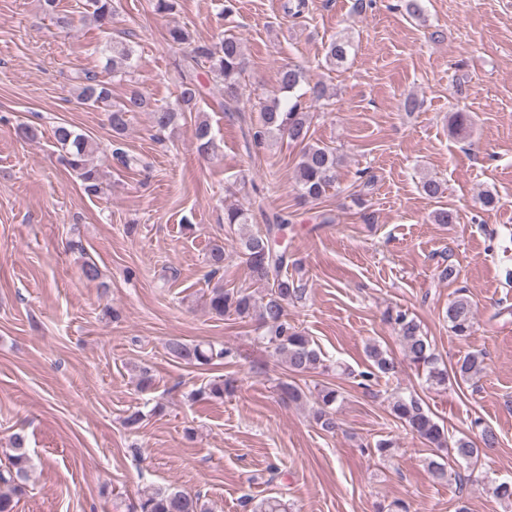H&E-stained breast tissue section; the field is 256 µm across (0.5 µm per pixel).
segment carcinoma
Returning a JSON list of instances; mask_svg holds the SVG:
<instances>
[{
    "label": "carcinoma",
    "instance_id": "carcinoma-1",
    "mask_svg": "<svg viewBox=\"0 0 512 512\" xmlns=\"http://www.w3.org/2000/svg\"><path fill=\"white\" fill-rule=\"evenodd\" d=\"M86 11L100 28L112 24L115 12L114 0H87ZM168 40L178 46H190L189 57L184 67L193 70L198 65L208 68V72L224 84V103L237 101L238 78L244 68V53L240 39L233 34H226L216 43L194 42L189 32L180 26L168 30ZM352 42L340 37L332 40L326 52V62L342 65L347 62ZM102 52L110 53L107 62L112 64V75L126 74L133 66L134 50L130 47L117 49L105 46ZM304 81L303 73L292 66L279 71L278 83L286 97H273L260 108V129L254 132V142H261L274 134L286 137L301 148V159L297 171L296 189L306 199L318 200L335 181L337 156L335 152L318 143L311 142V121L309 112L305 111L301 97L294 95L295 90ZM201 84L194 76L183 75L180 92L174 106H151L147 98L133 91L120 104H112L110 83L96 75L84 74L77 87L79 100L90 107L103 105L110 108V124L116 137H121L126 129L128 116L133 112L148 110L153 114L154 127L160 132L173 126L182 112L192 111L201 97ZM53 137L64 151L68 167L80 180L83 191L89 196H97L102 191L97 169L89 162L94 145L88 137L74 130V127L62 123L53 130ZM198 151L209 152L213 146L209 124L202 120L196 126ZM224 223L238 226L241 252L247 275L252 283L266 285L265 294L256 296L242 288H226L218 285L209 290L206 305L214 316L222 318L236 315L241 318L256 317L264 333L261 339L273 350L277 360L289 373L303 375L323 366L321 352L312 346L310 339L288 322L286 308L288 303L302 298L305 289L295 280L283 273L286 263V251L278 249V235L288 225L282 219L277 224H270L263 232H253L248 228L246 213L237 207H230L224 212ZM224 243L215 240L209 248V263L212 273L224 267ZM444 319L448 328L460 340L468 339L475 325L473 304L465 293H459L448 302ZM387 320L394 325L400 339L404 358L412 365L428 371L427 381L432 385L446 386L448 380L466 382L485 370V356L479 352H469L458 360L453 368L440 365L432 343L423 333L420 324L406 313L387 312ZM167 354L185 365H208L215 359H225L233 355V350L225 347L215 348L210 344L171 338L166 343ZM366 356L372 362V371L364 374L369 378L374 372L384 375L397 372L398 365L379 345L366 346ZM232 378L213 381L200 396L209 399H224V393L234 390ZM342 397L335 387L323 385L314 396V419L325 430L336 427L334 405ZM390 414L394 420L411 434L416 435L437 450H446L448 457L459 463L469 464L497 445V437L492 430L474 421L478 429L479 441L469 436L448 441L444 428L426 410L420 400L399 392L391 396ZM26 437L21 432L11 436L10 448L6 452L8 464L0 469V486L9 488L0 493V512H14L10 492L20 488L29 478L31 458L25 446ZM129 512H209L205 503L198 496H191L175 488H158L141 495L139 500L130 505ZM252 512H290L288 505L276 497H268L252 507Z\"/></svg>",
    "mask_w": 512,
    "mask_h": 512
}]
</instances>
